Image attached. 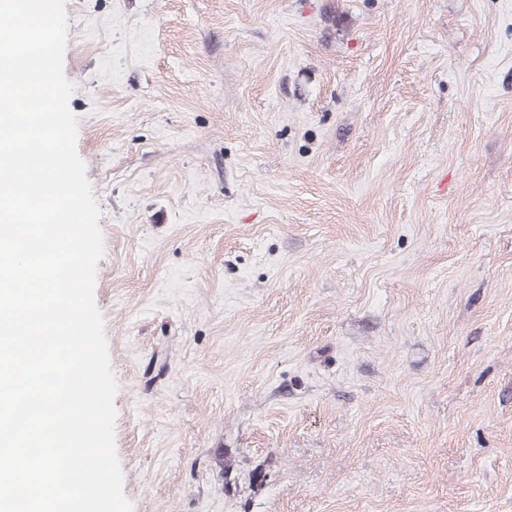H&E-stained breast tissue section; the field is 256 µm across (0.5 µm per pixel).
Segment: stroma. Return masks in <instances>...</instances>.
Listing matches in <instances>:
<instances>
[{
    "instance_id": "obj_1",
    "label": "stroma",
    "mask_w": 512,
    "mask_h": 512,
    "mask_svg": "<svg viewBox=\"0 0 512 512\" xmlns=\"http://www.w3.org/2000/svg\"><path fill=\"white\" fill-rule=\"evenodd\" d=\"M132 512H512V0H67Z\"/></svg>"
}]
</instances>
